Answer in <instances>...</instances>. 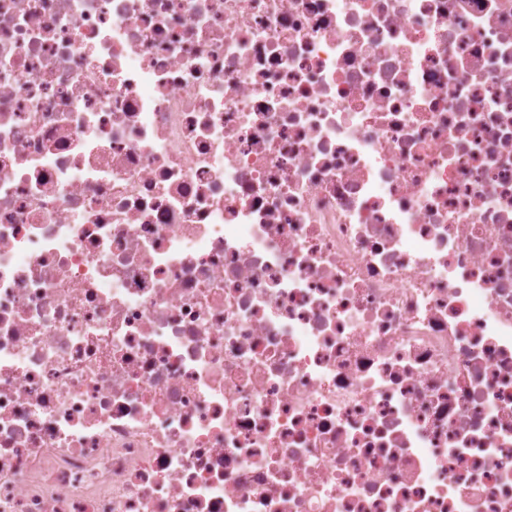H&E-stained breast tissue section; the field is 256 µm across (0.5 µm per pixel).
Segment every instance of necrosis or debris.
<instances>
[{
    "mask_svg": "<svg viewBox=\"0 0 512 512\" xmlns=\"http://www.w3.org/2000/svg\"><path fill=\"white\" fill-rule=\"evenodd\" d=\"M0 512H512V0H0Z\"/></svg>",
    "mask_w": 512,
    "mask_h": 512,
    "instance_id": "obj_1",
    "label": "necrosis or debris"
}]
</instances>
